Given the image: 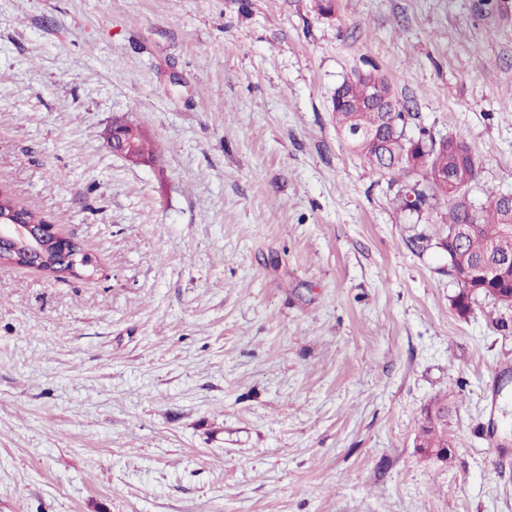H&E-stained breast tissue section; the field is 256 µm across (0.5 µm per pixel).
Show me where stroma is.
<instances>
[{
	"label": "stroma",
	"mask_w": 512,
	"mask_h": 512,
	"mask_svg": "<svg viewBox=\"0 0 512 512\" xmlns=\"http://www.w3.org/2000/svg\"><path fill=\"white\" fill-rule=\"evenodd\" d=\"M370 71L512 194V0H0V187L98 264L0 266V512H512V307L337 130ZM137 137V126L132 124L113 125L108 132V144L111 146L113 153L129 158L135 152V139ZM152 152L149 141L141 133L138 137L136 155L144 159L146 155L152 156ZM443 421H436L428 425H420L416 438L417 448H436L445 451L448 448V434Z\"/></svg>",
	"instance_id": "1"
}]
</instances>
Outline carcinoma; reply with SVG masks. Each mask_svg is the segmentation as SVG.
I'll return each mask as SVG.
<instances>
[{"label":"carcinoma","instance_id":"carcinoma-1","mask_svg":"<svg viewBox=\"0 0 512 512\" xmlns=\"http://www.w3.org/2000/svg\"><path fill=\"white\" fill-rule=\"evenodd\" d=\"M346 101H333L336 125L342 131L356 126L363 129L382 127L384 113L372 102L371 91H391L388 83L372 73L358 74L342 83ZM404 105L397 104L396 128L387 129L385 145L376 150L369 142L353 143L351 147L378 170L391 175L397 185L395 199L402 209H407L406 185H411L420 206L431 201H444L447 212L444 223L452 226L468 219L466 205L476 212V222L466 238L464 248L454 244L451 230L437 242V247L448 252V273L455 277L464 272L467 277L457 281L459 293L454 305L458 311H471L478 297L495 299L502 289H512V212L504 209L501 196L490 195L482 203H475L468 192L476 178L478 160L467 144L454 146L455 138L436 143L425 131L414 132L410 126L412 116L403 112ZM454 174L456 182L464 185L457 190L443 186L444 178ZM418 175L420 181L409 182ZM446 423L436 421L420 425L416 438L419 448H448Z\"/></svg>","mask_w":512,"mask_h":512}]
</instances>
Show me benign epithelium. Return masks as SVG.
Here are the masks:
<instances>
[{"label": "benign epithelium", "instance_id": "7a95c632", "mask_svg": "<svg viewBox=\"0 0 512 512\" xmlns=\"http://www.w3.org/2000/svg\"><path fill=\"white\" fill-rule=\"evenodd\" d=\"M137 137V126L118 124L108 132V144L113 153L129 158L135 152ZM51 248L58 249V267L73 269L80 277H92L97 271L95 259L74 238L61 234L52 224L31 223L7 204H0L1 266H10L18 259L23 267L39 270Z\"/></svg>", "mask_w": 512, "mask_h": 512}]
</instances>
